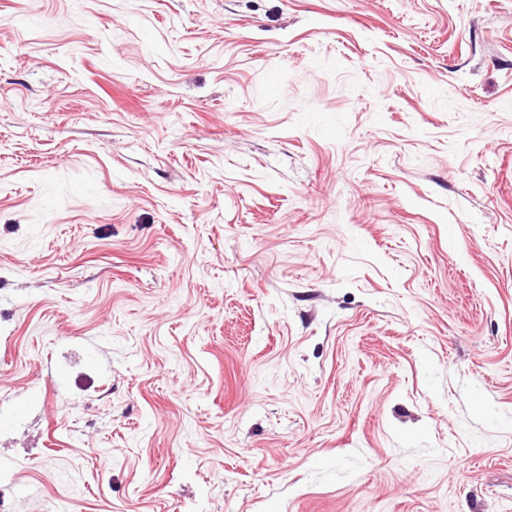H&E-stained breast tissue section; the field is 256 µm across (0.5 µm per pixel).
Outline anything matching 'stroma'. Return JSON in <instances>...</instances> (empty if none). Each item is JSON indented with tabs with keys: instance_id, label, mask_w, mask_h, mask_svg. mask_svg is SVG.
Returning a JSON list of instances; mask_svg holds the SVG:
<instances>
[{
	"instance_id": "obj_1",
	"label": "stroma",
	"mask_w": 512,
	"mask_h": 512,
	"mask_svg": "<svg viewBox=\"0 0 512 512\" xmlns=\"http://www.w3.org/2000/svg\"><path fill=\"white\" fill-rule=\"evenodd\" d=\"M0 512H512V0H0Z\"/></svg>"
}]
</instances>
